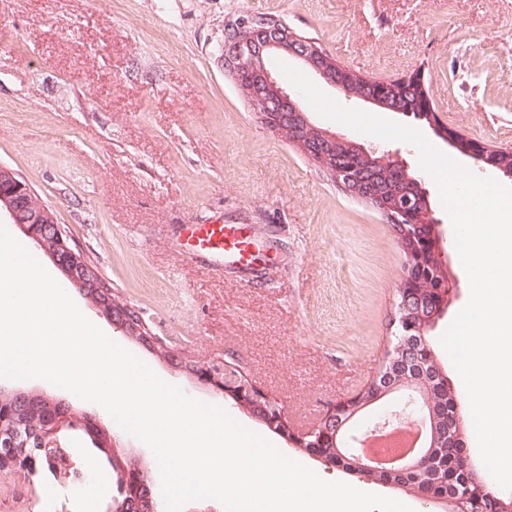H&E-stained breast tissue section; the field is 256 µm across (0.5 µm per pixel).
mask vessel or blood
I'll use <instances>...</instances> for the list:
<instances>
[{
    "label": "vessel or blood",
    "instance_id": "vessel-or-blood-1",
    "mask_svg": "<svg viewBox=\"0 0 512 512\" xmlns=\"http://www.w3.org/2000/svg\"><path fill=\"white\" fill-rule=\"evenodd\" d=\"M180 248L228 267L253 265L254 241L239 224H187L179 238Z\"/></svg>",
    "mask_w": 512,
    "mask_h": 512
}]
</instances>
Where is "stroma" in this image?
<instances>
[{"label": "stroma", "mask_w": 512, "mask_h": 512, "mask_svg": "<svg viewBox=\"0 0 512 512\" xmlns=\"http://www.w3.org/2000/svg\"><path fill=\"white\" fill-rule=\"evenodd\" d=\"M260 13L367 79L421 72L444 125L512 150V0H0V166L27 181L113 292L169 341L171 362L74 297L160 378L222 407L325 480L414 512H449L295 451L184 370L233 358L304 429L365 384L391 344L404 257L390 224L267 128L224 71L225 25ZM318 124L403 160L428 191L455 286L430 344L469 411L440 343L470 289L435 180L411 144ZM210 223L248 227L264 259L239 272L176 251L181 225ZM16 387L116 426L66 389L0 378V388ZM111 497L108 487L89 501L44 475L0 476V512H103Z\"/></svg>", "instance_id": "obj_1"}]
</instances>
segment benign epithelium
Wrapping results in <instances>:
<instances>
[{"instance_id":"1","label":"benign epithelium","mask_w":512,"mask_h":512,"mask_svg":"<svg viewBox=\"0 0 512 512\" xmlns=\"http://www.w3.org/2000/svg\"><path fill=\"white\" fill-rule=\"evenodd\" d=\"M276 54H286L296 59L338 93L355 96L377 107H386L382 90L386 89L388 82H377L378 91L375 93L349 90L347 84L336 76V64L327 57L317 42L298 35L288 25L277 20L261 21L256 16L242 17L224 30V71L244 91L261 122L269 129L283 134L287 131V118H295L299 122V127L296 128L298 135L290 139V142L325 168L345 192L365 201L379 212L386 223L393 226L399 243L403 244L406 239L413 238L411 225L424 224L430 229L432 246L438 251L441 250L442 234L438 229L440 221L433 215L428 193L422 187L421 181L411 178V190L392 195L377 189L370 179L364 177V172L355 167L344 166L322 151V141L332 144L347 143L360 156L371 158L370 152L361 144L311 122L301 108L299 96L285 88L267 67L266 60ZM417 119L427 121L429 127L452 146H459L464 140V137L440 123L431 105L428 106V111L417 114ZM2 213L7 214L12 223L33 240L38 239V236L30 230L29 223H52L50 213L44 207L34 204L29 186L13 176L0 179V214ZM48 256L71 281L74 282L80 277L88 278V273H79L76 264L60 262L59 253L50 252ZM450 302L447 295H441L438 302L440 311L427 317L423 314L426 306L420 296L412 290L404 292L396 301L392 315V322L397 325L398 343L394 346V351L388 352V358L407 364L417 361L423 354H430L429 346H421V340L436 325L437 317L447 311ZM111 320L112 325L125 336L135 337L144 333L151 342H160L155 334L145 333L149 326L139 313L131 315L124 310L118 317L111 316ZM195 375L198 380L217 388L246 411L256 409L261 412L263 422L271 430L288 436L291 446L315 448L317 444L311 438L328 440L350 454L355 465L365 472H378L382 469L392 473L412 471L424 457L425 449L437 446L439 434L433 405L415 383H403L394 379V374L387 365L382 366L370 381L375 392L372 399L352 407L347 399L338 400L327 409L323 417L327 424L320 423L312 429L293 434L288 433L284 411L273 403L266 392L243 375L238 366L225 360H217L195 372ZM398 395L406 396L405 406L414 414V424L423 431L422 448L390 467H382L364 453L362 443L366 434L356 428L355 419L363 410ZM66 426L67 423L62 418L48 419L39 431L36 448L21 457L17 455V448L21 443H28L32 435L14 428L9 431L0 429V462L12 463L30 475H35L49 466L60 485L75 484L76 477L71 474L73 464L66 451V445L71 440V436L65 433ZM144 480L142 472L137 469L123 472L118 496L111 500L106 512H126L128 506L136 502Z\"/></svg>"}]
</instances>
